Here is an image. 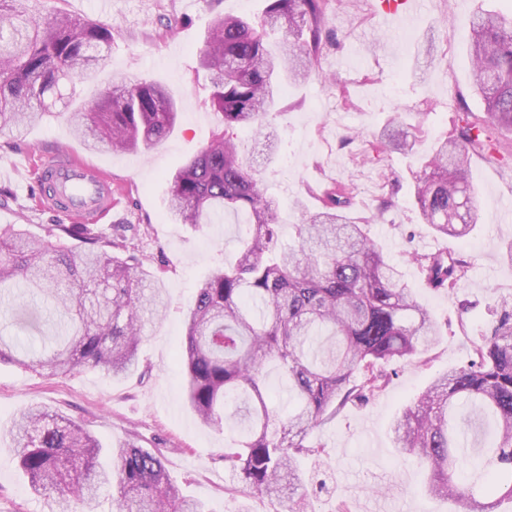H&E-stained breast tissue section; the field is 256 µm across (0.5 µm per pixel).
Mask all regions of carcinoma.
Masks as SVG:
<instances>
[{
  "instance_id": "1",
  "label": "carcinoma",
  "mask_w": 512,
  "mask_h": 512,
  "mask_svg": "<svg viewBox=\"0 0 512 512\" xmlns=\"http://www.w3.org/2000/svg\"><path fill=\"white\" fill-rule=\"evenodd\" d=\"M19 0H0V136H19L56 103L110 66L100 50L112 40L102 24L60 10L48 24L18 22ZM331 0H267L263 18H214L199 67L210 106L223 128L170 179L167 217L175 224H217L244 212L249 229L232 265L215 268L188 311L180 363L184 394L200 420L223 429L229 403L244 424L224 464L250 493L280 499L288 512H311L300 458L312 430L348 402L380 391L382 367L431 348L440 336L431 311L369 236V220L350 213L353 188L337 183L320 210L302 214L296 244L278 245L279 204L265 193L229 130L262 134L284 81L305 78L321 49ZM472 90L483 115L467 108L415 176L417 208L430 228L463 240L478 221L470 165L503 159L499 133L512 131V16L479 13L469 20ZM77 131L88 148L149 151L174 132L177 105L167 88L145 79L115 80L78 109ZM415 134L401 121L385 127L376 152L410 154ZM130 224L112 237L92 224H56L37 239L0 228V288L44 296L65 328L50 351L29 361L0 336V362L52 375L99 368L114 377L138 369L145 315L164 307L162 281L130 252ZM77 240L84 251L65 246ZM427 284L456 288L470 262L455 254H416ZM474 359L438 377L393 426L395 448L427 469V490L458 500L465 512H497L512 500V298L499 304L488 332L472 341ZM288 379L295 406L281 416L269 403L268 364ZM496 437L465 480L459 471L478 444L480 416ZM9 436L30 488L53 497L59 512H97L112 488L113 512H205L170 482L162 458L135 443L103 448L74 423L41 405L28 407Z\"/></svg>"
}]
</instances>
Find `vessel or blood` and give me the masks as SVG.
I'll use <instances>...</instances> for the list:
<instances>
[{
	"instance_id": "vessel-or-blood-1",
	"label": "vessel or blood",
	"mask_w": 512,
	"mask_h": 512,
	"mask_svg": "<svg viewBox=\"0 0 512 512\" xmlns=\"http://www.w3.org/2000/svg\"><path fill=\"white\" fill-rule=\"evenodd\" d=\"M422 7V0H382L379 16L388 27L395 20L414 17ZM39 191L45 207L55 214L66 218L77 215L89 223L111 212L115 204L111 177L61 149L42 163Z\"/></svg>"
}]
</instances>
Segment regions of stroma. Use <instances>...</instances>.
<instances>
[{"instance_id": "35a3bbf8", "label": "stroma", "mask_w": 512, "mask_h": 512, "mask_svg": "<svg viewBox=\"0 0 512 512\" xmlns=\"http://www.w3.org/2000/svg\"><path fill=\"white\" fill-rule=\"evenodd\" d=\"M380 0H339L327 13L323 43L303 82L284 84L273 121L276 153L262 137L237 134L241 153L280 204L278 235L282 246L295 243L302 213L322 207L325 188L353 184L352 212L373 216L368 230L399 265L411 288L441 328L439 342L409 360L391 364L386 387L348 404L309 435L322 445L319 457L305 459L306 492L313 512H460L458 502L435 498L425 486L422 467L400 456L393 444L394 419L437 377L466 365L471 342L496 319L500 296L512 294V263L503 257L512 241V220L502 221L512 204V160L504 164L473 160L478 223L465 240L436 235L419 216L413 173L417 156L448 137L457 122L456 92L481 113L469 80L468 29L476 11L507 13L512 0H429L406 43L384 32L377 13ZM266 0H28L27 10L48 22L59 9L93 19L112 33L111 65L81 85L83 97L95 96L116 78H149L165 84L178 103L174 133L149 153L89 150L64 116H49L22 137H0V227L23 225L47 237L58 216L39 209L34 171L39 157L67 147L111 173L117 201L111 215L97 221L104 233L132 224L129 243L146 267L157 271L167 289L168 308L149 319L139 347L137 373L114 378L101 369L43 377L14 364L0 363V512H55L51 497L30 490L7 435L24 408L44 405L78 423L103 447L132 442L161 453L178 489L205 505L207 512H286L287 499L247 492L224 467V449L237 428L205 426L185 401L179 352L185 317L198 284L238 250L248 230L242 214L223 223L174 224L166 217L168 176L208 141L219 121L208 102L198 52L215 15L257 20ZM407 113L417 129L412 155H376L388 118ZM393 206L374 211L381 198ZM448 250L471 265L452 290L427 288L413 254ZM475 309L461 317L459 302Z\"/></svg>"}]
</instances>
